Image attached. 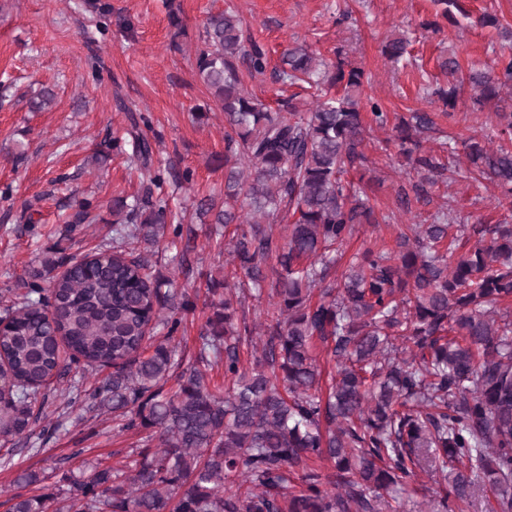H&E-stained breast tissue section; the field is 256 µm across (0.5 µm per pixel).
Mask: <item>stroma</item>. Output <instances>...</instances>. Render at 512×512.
Wrapping results in <instances>:
<instances>
[{
  "label": "stroma",
  "mask_w": 512,
  "mask_h": 512,
  "mask_svg": "<svg viewBox=\"0 0 512 512\" xmlns=\"http://www.w3.org/2000/svg\"><path fill=\"white\" fill-rule=\"evenodd\" d=\"M107 2L111 14L102 27L89 11V0H0V194H10L6 201L0 197V309L10 303L9 288L50 248L81 257L111 247L112 198L140 188L139 172L126 154L112 149L113 136L124 134L132 113L150 118L145 134L153 167L194 172L174 200L195 230L193 271L183 274L174 249L164 245L152 257L156 270L201 295L208 279L222 280L226 256L215 245L211 225L200 223L194 212L196 201L224 190V114L199 82L193 62L208 13L236 10L247 35L265 47L271 69L296 42L328 58L342 49L364 70L368 94L389 112L391 123L414 112L430 114L434 125L423 134V147L438 146L449 135L496 136L491 110H473L464 97L453 116L443 115L428 87L442 81L437 59L448 52H456L465 69L496 63L507 44L497 29L476 19L491 12L512 27V0H469L470 19L457 25L443 21L435 28L432 0H176L187 31L181 39L174 36L165 0ZM398 32L410 41V63H392L382 53ZM44 86L55 93L53 108L29 111L27 99ZM368 155L367 192L377 221L357 226L347 253L370 244L394 248L399 225L441 209H451L461 224H494L508 216L497 205L501 189L476 188L464 164L453 161L430 202L401 205V196L412 190V176L394 151L372 148ZM82 199L96 206L101 221L65 239L62 215L68 204ZM104 376L94 369L57 381L48 400L56 431L48 442L34 436L0 439V462H10L0 465V512H7L21 471L42 472L52 486L62 471L86 474L96 459L118 467L136 459L144 434L119 431L111 414L70 398L71 386L88 387ZM75 448L82 456L72 457ZM436 489L434 477L418 474L389 512H498L489 488H478L465 503L443 501Z\"/></svg>",
  "instance_id": "35a3bbf8"
}]
</instances>
